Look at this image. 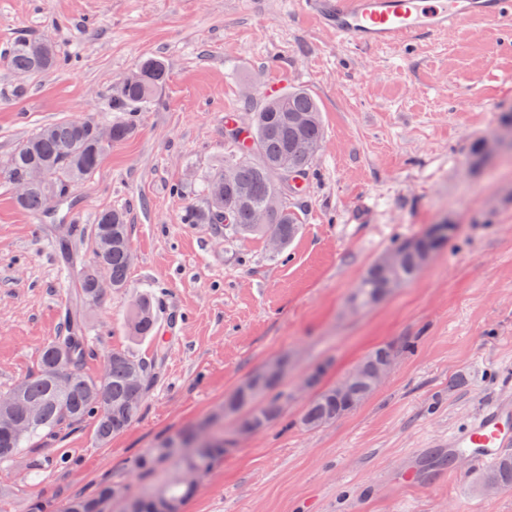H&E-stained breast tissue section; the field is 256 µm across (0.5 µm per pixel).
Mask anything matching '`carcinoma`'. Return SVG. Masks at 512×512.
<instances>
[{
    "instance_id": "carcinoma-1",
    "label": "carcinoma",
    "mask_w": 512,
    "mask_h": 512,
    "mask_svg": "<svg viewBox=\"0 0 512 512\" xmlns=\"http://www.w3.org/2000/svg\"><path fill=\"white\" fill-rule=\"evenodd\" d=\"M58 60L55 47L43 49L39 41L19 38L7 54L6 64L19 80L52 68ZM168 77L165 62L157 57H147L138 62L126 75V83L113 94L112 109L125 113V118L109 124L110 140L99 141L95 137L97 122L88 120L82 124L62 121L37 129L12 154L13 164L0 170V180L13 186L28 179L35 168L44 173V186L33 187L17 197V205L33 216H43L51 202H65L78 181L91 176L98 168L106 150L120 143L134 131L140 109L154 103ZM242 139L235 141L243 146L251 141L248 151L222 168L207 173L197 190L196 201L191 203L180 217L183 224H211L231 234L277 233L289 242L298 231L299 220L288 209L287 196H282L276 208L266 211L269 199L278 190L276 170L294 169L302 172L307 181L314 174L317 153L302 156L296 145L303 140L320 146L323 129L320 108L307 91L290 89L269 96L254 113L251 127L242 130ZM231 170L234 182L221 203L224 215H219L211 203L214 184L224 179V172ZM450 224H438L431 231L404 240L392 247L401 255L399 264L387 268L379 262L371 265L360 280L355 301L358 305L371 306L382 299L391 289L411 281L419 272L417 248L431 240L443 245L453 234ZM112 238V250L101 261L91 259L82 267L75 283V301L65 311V329L50 340L42 349L38 370L16 385L32 404L44 406L41 421L25 435L17 436L8 429L0 428V463L11 462L24 454L38 438L52 436L70 425L92 421L97 439L106 443L136 422L149 388L154 383L151 365L133 356L112 352L107 355L109 369L99 376L87 375L83 367L89 350L82 305L102 295L104 289L95 287L94 276L98 265H103L112 282V288L128 287L130 260L129 225L119 209L101 212L87 233V246L95 253L100 241ZM160 303L151 294L138 297L128 310L127 326L136 338L156 337L159 325ZM392 345L380 346L371 351L357 366L359 376L346 394H338L328 387L310 401L301 423L315 429L334 423L350 412V405L365 401L373 392L370 373L374 366L390 354H397ZM142 371L144 381L139 387L129 383L133 368ZM73 375V385L67 391H55L50 380L58 372ZM280 380L264 371L251 375L228 398L229 413L236 415V432L252 434L266 429L284 412V404L277 396L270 395ZM198 430L190 428L171 435L155 448L140 456L138 468L150 470L168 462H176L179 472L192 464L204 472L224 457V438H212L189 460L173 454L174 448H194ZM483 485L488 489L512 487V457L506 456L483 475ZM112 485L100 486L89 495L70 497L61 512H99V503L107 498ZM194 494L193 487L180 481L177 474L159 490L134 496L138 512H158L156 497L159 495L187 502Z\"/></svg>"
}]
</instances>
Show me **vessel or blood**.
I'll use <instances>...</instances> for the list:
<instances>
[{
	"label": "vessel or blood",
	"instance_id": "1",
	"mask_svg": "<svg viewBox=\"0 0 512 512\" xmlns=\"http://www.w3.org/2000/svg\"><path fill=\"white\" fill-rule=\"evenodd\" d=\"M303 12L359 47L409 45L422 31L452 30L469 21L512 16V0H296ZM512 446V397L488 404L457 432L449 455L478 468L495 465Z\"/></svg>",
	"mask_w": 512,
	"mask_h": 512
}]
</instances>
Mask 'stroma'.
Segmentation results:
<instances>
[{
    "label": "stroma",
    "instance_id": "35a3bbf8",
    "mask_svg": "<svg viewBox=\"0 0 512 512\" xmlns=\"http://www.w3.org/2000/svg\"><path fill=\"white\" fill-rule=\"evenodd\" d=\"M502 22L428 33L407 47L359 49L321 29L293 0H0V159L37 127L106 123L120 78L165 60L158 104L77 183L70 206L36 220L0 181V394L35 372L74 297L51 242L82 236L105 210L124 211L129 285L88 304V375L110 352L154 362L139 419L100 443L91 423L40 440L5 466L0 512L65 498L107 481L148 490L175 472L141 471L161 439L219 418L229 449L197 477L183 512H512V488L487 492L461 460L449 479L408 487L483 405L512 395V153L475 159L512 114V50ZM46 39L65 62L18 84L5 57L17 36ZM301 88L324 123L316 173L288 205L300 221L277 253L266 237L184 224L198 182L235 153L228 118L249 126L270 90ZM434 224L456 231L410 284L367 308L355 288L394 243ZM181 313L156 357L124 318L143 293ZM414 342L355 411L319 429L301 416L324 364L336 384L372 350ZM287 356L276 392L286 413L241 437L224 401L271 359ZM68 451L59 469L47 460Z\"/></svg>",
    "mask_w": 512,
    "mask_h": 512
}]
</instances>
